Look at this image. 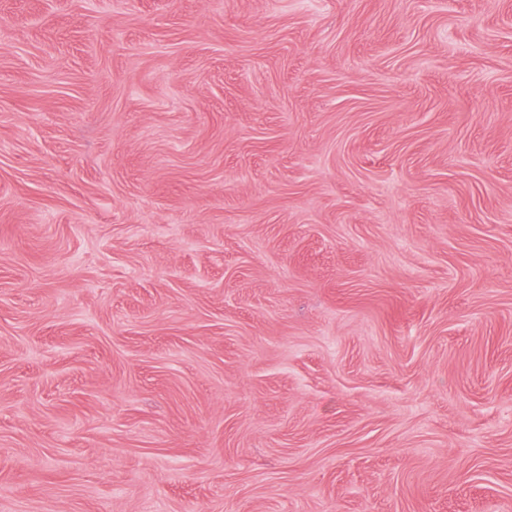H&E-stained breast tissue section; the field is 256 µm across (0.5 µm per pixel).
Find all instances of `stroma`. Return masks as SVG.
Wrapping results in <instances>:
<instances>
[{
	"label": "stroma",
	"mask_w": 512,
	"mask_h": 512,
	"mask_svg": "<svg viewBox=\"0 0 512 512\" xmlns=\"http://www.w3.org/2000/svg\"><path fill=\"white\" fill-rule=\"evenodd\" d=\"M0 512H512V0H0Z\"/></svg>",
	"instance_id": "stroma-1"
}]
</instances>
